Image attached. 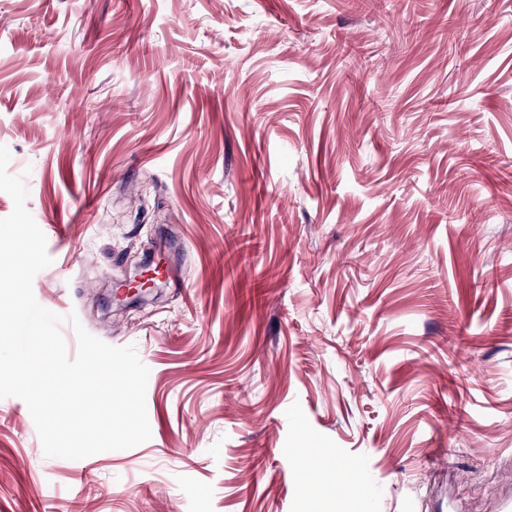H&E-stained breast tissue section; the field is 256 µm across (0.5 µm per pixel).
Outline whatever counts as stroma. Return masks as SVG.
<instances>
[{
  "label": "stroma",
  "instance_id": "35a3bbf8",
  "mask_svg": "<svg viewBox=\"0 0 512 512\" xmlns=\"http://www.w3.org/2000/svg\"><path fill=\"white\" fill-rule=\"evenodd\" d=\"M0 145L152 433L52 458L1 399L0 512L512 500V0H0ZM160 240L182 287L103 313Z\"/></svg>",
  "mask_w": 512,
  "mask_h": 512
}]
</instances>
